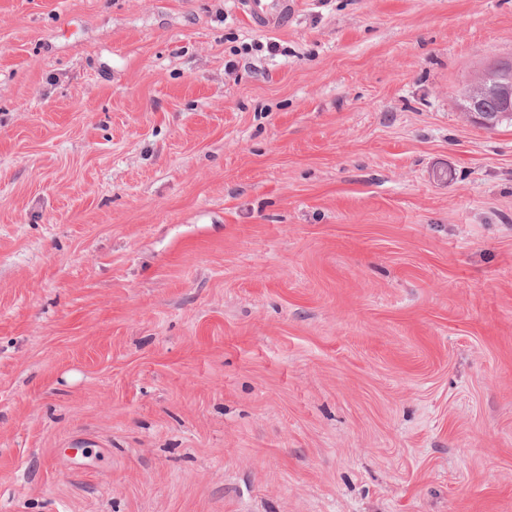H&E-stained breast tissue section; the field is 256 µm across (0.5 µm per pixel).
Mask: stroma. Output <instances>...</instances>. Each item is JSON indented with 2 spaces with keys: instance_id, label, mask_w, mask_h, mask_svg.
Listing matches in <instances>:
<instances>
[{
  "instance_id": "35a3bbf8",
  "label": "stroma",
  "mask_w": 512,
  "mask_h": 512,
  "mask_svg": "<svg viewBox=\"0 0 512 512\" xmlns=\"http://www.w3.org/2000/svg\"><path fill=\"white\" fill-rule=\"evenodd\" d=\"M500 58L512 0H0V512H512ZM243 11L251 26L269 31L288 25V15L294 9V0H242ZM464 102V114L469 120L494 128L508 112L505 108L512 105V65L508 60L492 61L477 73L470 85L460 93ZM497 103L490 108L489 101Z\"/></svg>"
}]
</instances>
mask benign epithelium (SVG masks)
Wrapping results in <instances>:
<instances>
[{"label":"benign epithelium","instance_id":"1","mask_svg":"<svg viewBox=\"0 0 512 512\" xmlns=\"http://www.w3.org/2000/svg\"><path fill=\"white\" fill-rule=\"evenodd\" d=\"M464 115L486 128H494L505 116L503 109L512 106V63L492 61L477 73L460 93Z\"/></svg>","mask_w":512,"mask_h":512}]
</instances>
